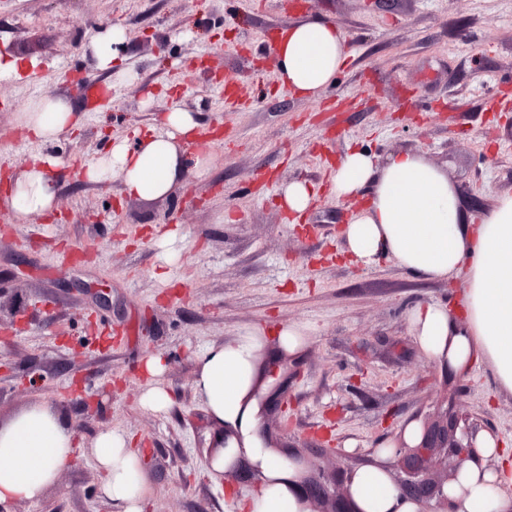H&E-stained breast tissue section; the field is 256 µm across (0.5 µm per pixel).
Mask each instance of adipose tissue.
Here are the masks:
<instances>
[{
	"label": "adipose tissue",
	"mask_w": 512,
	"mask_h": 512,
	"mask_svg": "<svg viewBox=\"0 0 512 512\" xmlns=\"http://www.w3.org/2000/svg\"><path fill=\"white\" fill-rule=\"evenodd\" d=\"M127 40L121 24L100 29L87 51L96 68L111 69ZM277 77L283 89L308 100L321 96L348 58L344 34L316 18L290 25L277 45ZM17 122L42 143L53 142L77 125L67 99L32 101ZM199 127L192 113L175 108L160 129L135 139L115 141L111 150L84 167L87 181L119 176L121 193L154 201L175 195L189 165V149ZM57 158L36 154L7 189L4 200L16 222L51 212L58 179ZM369 196H362V189ZM336 198L359 200L341 235L356 262L371 265L384 257L427 278H463V316L440 301L410 307V332L420 351L442 366L459 369L475 360L487 363L500 390L512 393V194L500 196L478 223H463L456 187L447 174L415 151L383 157L348 149L333 171ZM303 346L296 324H256L234 339L205 349L198 357L196 392L211 419L221 426L223 449L206 458L211 476L226 474L232 463L258 466L255 491L226 492L234 512H308L300 484L301 467L270 452L261 435V398L272 384L266 365ZM480 455L492 468L468 465L448 487L456 512H503L500 490L512 483V457L492 432H480ZM75 440L64 422L41 405L31 406L0 424V507L40 500L68 465ZM92 454L102 491L118 512H144L145 479L130 437L119 430L97 435ZM349 493L356 512H419L401 495L388 473L377 466L355 471Z\"/></svg>",
	"instance_id": "obj_1"
}]
</instances>
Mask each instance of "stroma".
Listing matches in <instances>:
<instances>
[{"mask_svg": "<svg viewBox=\"0 0 512 512\" xmlns=\"http://www.w3.org/2000/svg\"><path fill=\"white\" fill-rule=\"evenodd\" d=\"M313 17L336 25L349 50L315 102L283 90L256 50L265 32ZM114 22L127 34L118 66L132 78L123 83L84 56ZM0 45L19 65L0 76V172L20 173L40 151L55 156L54 213L64 216L19 224L0 207V421L38 402L75 438L57 482L19 512H112L89 450L107 428L135 440L147 512H227L224 490L202 471L217 429L195 392L196 357L260 322L310 331L286 360L301 370L281 385L292 416L264 425L306 467L381 464L375 449L409 420L449 408L512 451V395L490 369H442L409 331L413 304L456 306L463 279H427L390 257L369 266L343 258L351 207L330 191L338 157L357 147L422 153L458 189L468 223L512 194V112L492 109L512 96V0H0ZM216 70L263 91L243 107L222 104ZM88 83L112 87L102 112L85 110L78 88ZM59 96L81 114L76 133L26 140L17 113ZM175 100L215 134L203 173L149 202L122 198L119 179L85 180L84 164L159 122ZM293 179L316 187L303 237L279 201ZM172 229L176 238L159 246ZM151 355L166 366L162 412L138 402ZM331 416L332 453L306 451Z\"/></svg>", "mask_w": 512, "mask_h": 512, "instance_id": "stroma-1", "label": "stroma"}]
</instances>
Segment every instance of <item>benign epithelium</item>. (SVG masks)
<instances>
[{
    "label": "benign epithelium",
    "instance_id": "benign-epithelium-1",
    "mask_svg": "<svg viewBox=\"0 0 512 512\" xmlns=\"http://www.w3.org/2000/svg\"><path fill=\"white\" fill-rule=\"evenodd\" d=\"M476 424L447 415L421 425L420 441L409 444L403 436L395 442L393 456L405 477L396 486L407 498L425 506L424 512H454L448 498V485L457 481L462 467L478 462ZM334 478L330 474L304 471L302 486L307 499L323 500L330 496Z\"/></svg>",
    "mask_w": 512,
    "mask_h": 512
}]
</instances>
